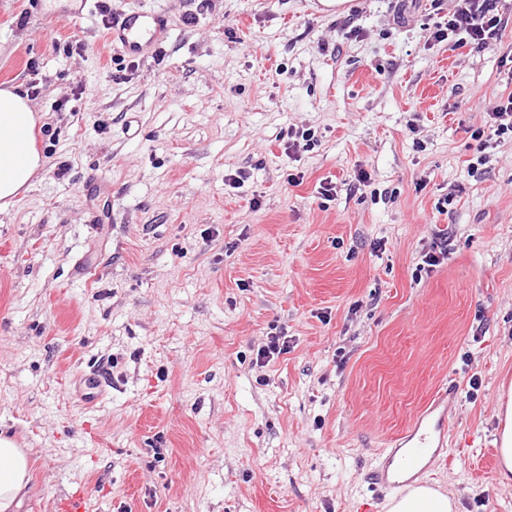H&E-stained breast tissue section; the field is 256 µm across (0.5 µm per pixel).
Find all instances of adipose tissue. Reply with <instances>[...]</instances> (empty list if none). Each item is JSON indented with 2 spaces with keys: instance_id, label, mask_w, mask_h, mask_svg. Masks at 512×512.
<instances>
[{
  "instance_id": "obj_1",
  "label": "adipose tissue",
  "mask_w": 512,
  "mask_h": 512,
  "mask_svg": "<svg viewBox=\"0 0 512 512\" xmlns=\"http://www.w3.org/2000/svg\"><path fill=\"white\" fill-rule=\"evenodd\" d=\"M36 116L31 102L16 90L0 89V210L13 206L22 189L42 168L43 159L34 146ZM29 480L24 448L15 439L0 437V512H17L20 495ZM454 496L428 487L389 498L392 512H451Z\"/></svg>"
}]
</instances>
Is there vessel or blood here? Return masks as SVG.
I'll return each instance as SVG.
<instances>
[{
    "label": "vessel or blood",
    "instance_id": "obj_1",
    "mask_svg": "<svg viewBox=\"0 0 512 512\" xmlns=\"http://www.w3.org/2000/svg\"><path fill=\"white\" fill-rule=\"evenodd\" d=\"M169 31L167 17L159 12L132 10L111 19L106 42L127 57L137 59L159 49ZM447 423L415 422L409 432L391 440L381 449L378 462L370 472V483L381 489L402 488L413 484L425 464L437 461L445 444Z\"/></svg>",
    "mask_w": 512,
    "mask_h": 512
}]
</instances>
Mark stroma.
Instances as JSON below:
<instances>
[{
    "label": "stroma",
    "instance_id": "35a3bbf8",
    "mask_svg": "<svg viewBox=\"0 0 512 512\" xmlns=\"http://www.w3.org/2000/svg\"><path fill=\"white\" fill-rule=\"evenodd\" d=\"M111 7L166 14L157 57L103 50L99 14L46 27L0 0V88L27 93L45 160L0 212L19 512L82 487L92 512H385L366 474L446 379L448 465L426 478L457 512H512L487 459L512 388V141L474 137L512 94V25L477 49L435 40L452 0ZM96 173L111 192L86 195ZM439 228L448 257L419 271ZM276 330L287 353L258 362Z\"/></svg>",
    "mask_w": 512,
    "mask_h": 512
}]
</instances>
